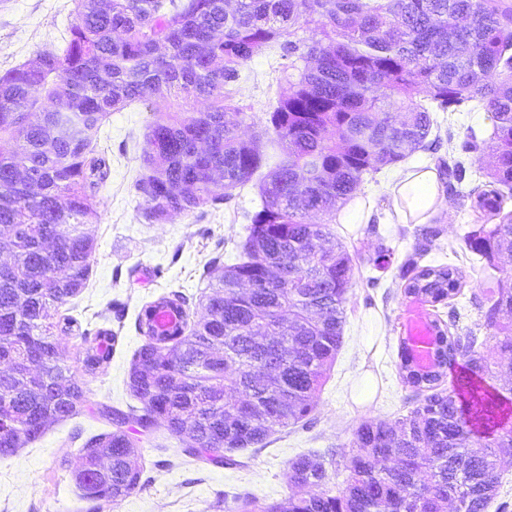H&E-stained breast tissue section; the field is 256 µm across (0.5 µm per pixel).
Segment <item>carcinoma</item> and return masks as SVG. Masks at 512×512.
<instances>
[{
	"label": "carcinoma",
	"mask_w": 512,
	"mask_h": 512,
	"mask_svg": "<svg viewBox=\"0 0 512 512\" xmlns=\"http://www.w3.org/2000/svg\"><path fill=\"white\" fill-rule=\"evenodd\" d=\"M276 52L288 90L247 137L230 87L243 64ZM158 98L176 108L145 136L135 190L148 219L162 224L222 203L271 167L245 260L229 266L257 287L240 297L219 277L197 320L177 293L143 308L144 344L129 377L142 413L99 407L112 430L85 444L75 473L81 497L104 503L140 485L144 460L133 434L160 421L186 454L232 466L224 452L309 420L342 342L353 279L348 251L310 217H333L364 175L424 147L431 112L473 103L490 114L489 142L471 131L458 145L492 155L484 189L457 190L465 167L456 158L440 170L448 194L470 199L485 218L466 248L491 269L512 252V0H74L65 46L0 74V236L11 252L10 273L0 277V359L12 363L0 374V419L22 446L44 433L46 420L88 407L54 316L85 287L94 253L86 219L109 165L92 143L112 113ZM58 127L69 134L54 136ZM441 233L424 229L414 255L425 256ZM408 265L407 297L434 305L462 288L452 265ZM272 266L284 275L268 279ZM486 284L484 318L508 365H491L473 332L429 320L428 365L417 363L408 339L399 345L402 378L424 396L392 423L358 424L339 494L311 492L327 483L333 460L302 455L290 463L284 499L247 498L239 512H486L501 460L512 455L508 398L496 386L512 373V277L489 274ZM168 303L178 325L159 338L151 312ZM78 337L85 372L110 362L111 331ZM460 359L468 375L441 387ZM275 366L272 384L261 370Z\"/></svg>",
	"instance_id": "1"
}]
</instances>
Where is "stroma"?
<instances>
[{
    "label": "stroma",
    "mask_w": 512,
    "mask_h": 512,
    "mask_svg": "<svg viewBox=\"0 0 512 512\" xmlns=\"http://www.w3.org/2000/svg\"><path fill=\"white\" fill-rule=\"evenodd\" d=\"M73 9V0H0V73L34 59L46 45L63 46L70 36ZM281 68L274 54L243 66L236 100L247 122L265 121L270 105L286 89ZM169 107L166 99L135 102L106 119L95 143L97 155L110 166L89 218L95 252L85 287L59 309L60 316L73 317L81 326L111 330L109 364L83 374L82 380L93 402L124 411L140 405L129 388V374L144 342L138 326L142 308L180 292L187 296L193 315L201 316L199 300L208 283L225 266L242 260L250 218L261 207L259 186L252 181L222 204L173 216L164 224L146 219L134 182L143 171L147 128ZM433 119L426 147L398 165L366 175L350 204L341 205L328 223L352 257L353 286L342 343L311 423L288 427L263 445L236 451V468L184 455L182 442L165 425H156L141 444L145 467L139 487L108 505L81 498L73 472L84 444L109 432V424L91 413L58 420L38 440L0 456V512H233L239 494L281 501L290 490L289 461L328 451L333 464L325 488L339 493L358 423L395 421L418 396L401 378L398 347L401 315L408 304L403 294L407 261L419 226L395 222L391 188L407 170L436 169L439 159L447 158L450 141H462L468 131L481 140L492 132L487 112L465 106L434 113ZM437 219L442 234L423 261L461 268L458 330L474 331L479 350L499 358L494 330L486 326L478 306L483 262L464 243L482 218L470 203L455 201L450 212L438 213ZM382 249L390 258L379 268L373 259Z\"/></svg>",
    "instance_id": "1"
}]
</instances>
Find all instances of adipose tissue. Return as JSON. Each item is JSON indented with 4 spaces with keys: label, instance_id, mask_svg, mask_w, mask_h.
I'll return each instance as SVG.
<instances>
[{
    "label": "adipose tissue",
    "instance_id": "adipose-tissue-1",
    "mask_svg": "<svg viewBox=\"0 0 512 512\" xmlns=\"http://www.w3.org/2000/svg\"><path fill=\"white\" fill-rule=\"evenodd\" d=\"M392 198L393 211L400 223L406 222L409 216L429 214L449 206L435 174L428 170L405 173L396 183Z\"/></svg>",
    "mask_w": 512,
    "mask_h": 512
}]
</instances>
